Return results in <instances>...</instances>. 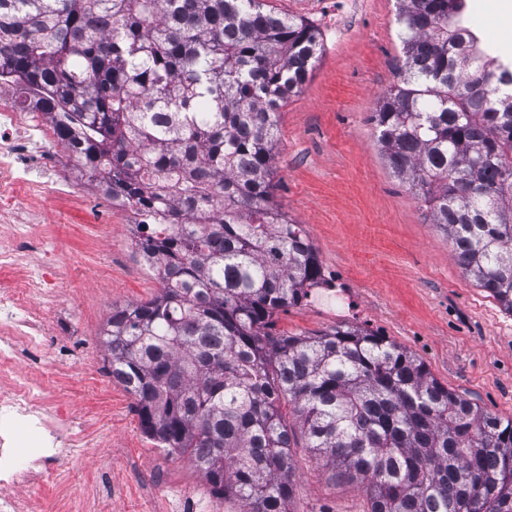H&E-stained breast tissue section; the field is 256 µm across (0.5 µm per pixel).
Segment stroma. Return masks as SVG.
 Masks as SVG:
<instances>
[{
  "label": "stroma",
  "instance_id": "obj_1",
  "mask_svg": "<svg viewBox=\"0 0 512 512\" xmlns=\"http://www.w3.org/2000/svg\"><path fill=\"white\" fill-rule=\"evenodd\" d=\"M321 35L322 55L300 93L278 114L274 200L303 224L326 285L280 311L291 336L350 323L396 342L445 387L486 412L512 418V314L467 277L451 240L408 185L383 160L371 120L379 97L398 80L397 0H266ZM77 193L33 203L17 222L39 225L44 248L20 257L15 276L66 267L60 289L34 295L50 335L40 360L0 362V391L26 376L64 418L79 423L84 447L36 472L45 512H175L193 497L195 512H216L214 497L187 457L158 448L141 430L134 398L104 368L100 333L113 307L159 291L142 262L128 217L112 229L94 223L84 201L95 184L79 175ZM291 512H368L362 486L332 479L302 448L294 454Z\"/></svg>",
  "mask_w": 512,
  "mask_h": 512
}]
</instances>
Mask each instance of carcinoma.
<instances>
[{"label": "carcinoma", "mask_w": 512, "mask_h": 512, "mask_svg": "<svg viewBox=\"0 0 512 512\" xmlns=\"http://www.w3.org/2000/svg\"><path fill=\"white\" fill-rule=\"evenodd\" d=\"M263 2L0 0V78L22 104L52 92L59 139L131 213L160 284L112 308L109 374L143 432L236 512H290L298 446L362 485L369 512H512V419L369 329L274 331L325 284L273 197L278 111L321 43ZM396 23L400 80L372 115L381 152L512 313V62L467 0H399Z\"/></svg>", "instance_id": "carcinoma-1"}]
</instances>
